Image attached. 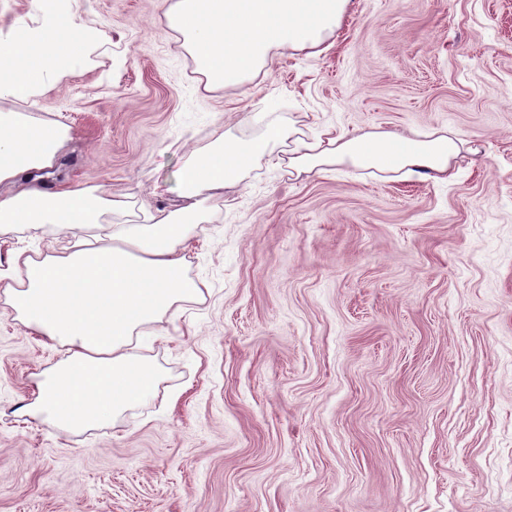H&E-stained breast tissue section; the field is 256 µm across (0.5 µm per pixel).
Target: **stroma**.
Masks as SVG:
<instances>
[{"label":"stroma","instance_id":"stroma-1","mask_svg":"<svg viewBox=\"0 0 512 512\" xmlns=\"http://www.w3.org/2000/svg\"><path fill=\"white\" fill-rule=\"evenodd\" d=\"M174 2L78 0L92 64L0 98L69 127L46 187L104 190L106 223L169 208L215 144L270 123L473 149L441 181L299 176L268 143L184 245L203 296L146 343L156 397L101 426L19 415L62 349L0 309V512H512V0H352L319 47L220 87ZM64 244L46 224L0 256Z\"/></svg>","mask_w":512,"mask_h":512}]
</instances>
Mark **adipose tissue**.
<instances>
[{
  "label": "adipose tissue",
  "instance_id": "1",
  "mask_svg": "<svg viewBox=\"0 0 512 512\" xmlns=\"http://www.w3.org/2000/svg\"><path fill=\"white\" fill-rule=\"evenodd\" d=\"M350 0H176L169 19L185 38L197 68L210 84L226 85L257 69L274 46L294 50L320 45L337 27ZM40 26L23 40L0 36V63L41 54L71 0H38ZM59 66L38 67L22 81L0 74V97L26 100L44 95ZM269 128L262 141L230 140L224 165L191 166L178 193L181 206L160 211L148 224H113L92 234L109 198L72 186L48 191L39 177L66 153L65 125L38 124L20 112L0 113V234L52 224L68 235L63 253L32 256L23 250L0 258V299L25 326L65 349L63 359L38 375L35 399L24 413L69 428H87L119 414L133 399L147 397L158 369L136 349L144 325L160 321L175 304L200 293L187 278L184 244L205 220L206 199L223 195L238 172L283 137ZM456 133L424 139L391 134L344 133L328 143L294 139L288 167L296 174L351 164L408 175L447 179L453 160L469 150Z\"/></svg>",
  "mask_w": 512,
  "mask_h": 512
}]
</instances>
